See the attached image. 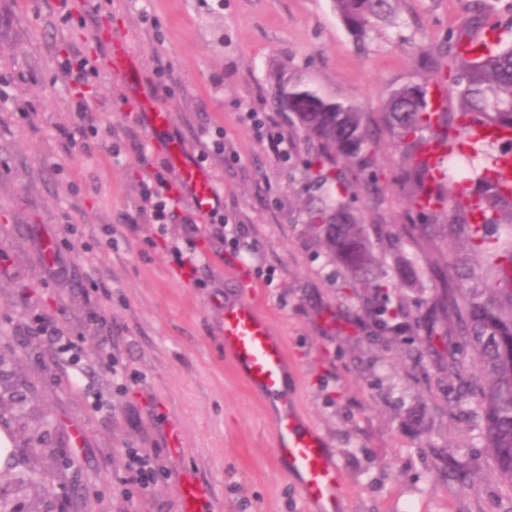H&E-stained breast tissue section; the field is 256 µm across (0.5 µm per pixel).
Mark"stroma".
<instances>
[{
  "label": "stroma",
  "instance_id": "stroma-1",
  "mask_svg": "<svg viewBox=\"0 0 512 512\" xmlns=\"http://www.w3.org/2000/svg\"><path fill=\"white\" fill-rule=\"evenodd\" d=\"M82 2L0 0V83L12 93L0 102V377L26 399L22 408L0 403V432L26 410L29 426L13 443L18 471L37 470L65 512H179L185 470L212 484L221 512H306L274 455L272 403L224 356L221 306L242 298L287 345L288 394L341 465L345 512H512V487L476 420L454 410L456 385L439 353L420 332L377 325L363 310L365 290L347 289L348 273L321 248L307 221L322 196L310 146L273 103L280 86L301 83L377 117L391 89L447 65L462 31L480 40L491 28L512 44V0H399L362 44L332 0H107L97 13ZM107 31L125 38L141 92L169 109V134L191 158L205 157L225 216L247 226L241 255L199 221L194 242L209 264L190 275L169 251L185 226L161 235L139 215L140 182L179 175L110 74ZM77 56L94 67L79 90L91 130L61 73ZM249 108L275 117L294 144L287 160L242 121ZM219 132L222 154L212 147ZM378 145L379 193L358 186L349 201L362 223L396 232L407 221L398 154L389 133ZM378 256L392 278L390 305L425 312L433 282L397 273L446 261L447 251ZM36 312L75 341L83 373L30 331ZM107 351L141 383L119 390ZM41 426L49 447L67 451L66 469L30 453L29 431ZM128 448L158 453L168 471L151 496L126 481Z\"/></svg>",
  "mask_w": 512,
  "mask_h": 512
}]
</instances>
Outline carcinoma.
Listing matches in <instances>:
<instances>
[{
    "mask_svg": "<svg viewBox=\"0 0 512 512\" xmlns=\"http://www.w3.org/2000/svg\"><path fill=\"white\" fill-rule=\"evenodd\" d=\"M336 14L356 40L366 37L372 22L395 12L394 0H333ZM455 66L463 73L452 99L455 111L430 108L431 84L392 90L386 99L383 123L400 154L402 188L410 223L394 233L382 224L360 223L341 200L354 186L378 191L375 181L377 138L364 114L348 100H331L317 91L298 87L299 105L289 116L311 144L309 164L317 180L336 189V201L308 211L320 242L338 264L368 289L377 303L372 315L386 328H402L403 309L390 310L378 301L390 286L370 236L395 247L435 251L448 239L460 253L433 270L442 283L427 313L419 318L427 346L444 343L448 377L478 399L481 432L500 477L512 487V178L497 171L474 179L470 195L482 220L453 201L457 185L430 177L428 153L437 147L445 154L476 128L512 131V46L480 48L464 55L455 52ZM438 120L431 121L432 114ZM464 342L472 358L463 361L449 351Z\"/></svg>",
    "mask_w": 512,
    "mask_h": 512,
    "instance_id": "1",
    "label": "carcinoma"
}]
</instances>
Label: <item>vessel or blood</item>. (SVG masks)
I'll use <instances>...</instances> for the list:
<instances>
[{"label":"vessel or blood","instance_id":"obj_1","mask_svg":"<svg viewBox=\"0 0 512 512\" xmlns=\"http://www.w3.org/2000/svg\"><path fill=\"white\" fill-rule=\"evenodd\" d=\"M106 42L113 75L129 88H136L139 71L122 38L110 36ZM164 149L169 164L178 169L182 185L189 189L193 206L206 212L213 200L208 176L183 154L178 143L166 142ZM221 335L230 363L248 385L283 404L275 424V455L297 480L305 505L316 512H343L341 471L334 454L321 433L305 424L287 404L284 384L288 353L283 341L273 336L269 322L247 301L225 305ZM177 493L180 512H202L213 500L210 484L191 471L181 476Z\"/></svg>","mask_w":512,"mask_h":512}]
</instances>
